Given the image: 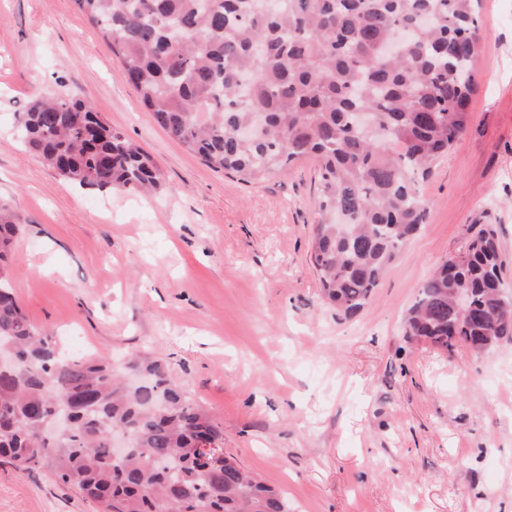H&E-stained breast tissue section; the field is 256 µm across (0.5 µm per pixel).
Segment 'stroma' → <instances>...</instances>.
<instances>
[{
  "instance_id": "obj_1",
  "label": "stroma",
  "mask_w": 512,
  "mask_h": 512,
  "mask_svg": "<svg viewBox=\"0 0 512 512\" xmlns=\"http://www.w3.org/2000/svg\"><path fill=\"white\" fill-rule=\"evenodd\" d=\"M472 119L420 185L428 216L371 299L323 304L317 172L246 183L154 121L74 0H0V200L29 321L86 358L163 361L224 453L294 512H512V343L481 356L404 337L421 283L483 225L512 289V0H482ZM75 92L153 156L166 188L79 186L27 152L34 93ZM0 512H95L47 470L0 465Z\"/></svg>"
}]
</instances>
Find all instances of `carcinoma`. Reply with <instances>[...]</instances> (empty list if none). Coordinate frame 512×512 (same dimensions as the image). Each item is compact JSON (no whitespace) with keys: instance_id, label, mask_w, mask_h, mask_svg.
I'll return each instance as SVG.
<instances>
[{"instance_id":"carcinoma-1","label":"carcinoma","mask_w":512,"mask_h":512,"mask_svg":"<svg viewBox=\"0 0 512 512\" xmlns=\"http://www.w3.org/2000/svg\"><path fill=\"white\" fill-rule=\"evenodd\" d=\"M170 137L206 165L257 182L313 159L310 261L322 300L361 310L426 223L419 182L465 133L481 47L479 0H75ZM23 145L83 187L158 191L153 157L76 95L35 98ZM17 218L0 204V462L46 467L99 512H292L219 460L224 432L167 366L75 359L32 325L8 281ZM408 340L452 354L512 342L488 224L417 289ZM128 447L112 454V434Z\"/></svg>"}]
</instances>
